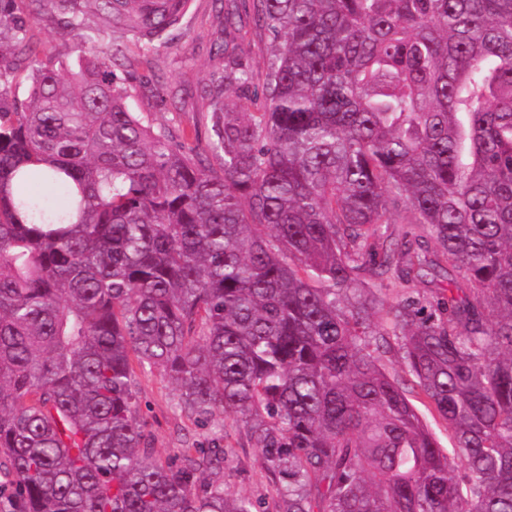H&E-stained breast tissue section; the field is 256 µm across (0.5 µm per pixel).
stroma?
<instances>
[{
  "mask_svg": "<svg viewBox=\"0 0 512 512\" xmlns=\"http://www.w3.org/2000/svg\"><path fill=\"white\" fill-rule=\"evenodd\" d=\"M237 4L244 18L236 33L239 50L255 72H263L269 39L252 20V0H237ZM223 26L220 0H190L171 41L149 50L131 38L123 45L125 55L135 62L134 67L119 73L129 89L130 109L147 115L155 131L172 135L200 153L208 150L211 128L202 89L212 72L224 65L223 56L214 49ZM138 380L141 414L153 434L156 455L176 456L188 438L203 443L222 439L225 495L255 500L271 497L267 472L234 416L207 426L196 425L178 408V391L162 372L145 371L139 373Z\"/></svg>",
  "mask_w": 512,
  "mask_h": 512,
  "instance_id": "1",
  "label": "stroma"
}]
</instances>
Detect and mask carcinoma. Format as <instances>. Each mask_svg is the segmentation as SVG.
<instances>
[{"label": "carcinoma", "instance_id": "cac0c4a2", "mask_svg": "<svg viewBox=\"0 0 512 512\" xmlns=\"http://www.w3.org/2000/svg\"><path fill=\"white\" fill-rule=\"evenodd\" d=\"M188 5L0 0L12 512H512V0H254L260 83L225 12L217 168L116 73L117 41L151 48ZM44 15L75 56L36 64ZM401 207L420 232L395 240ZM392 336L454 454L379 364ZM148 368L201 424L235 417L271 503L224 495L219 445L153 457Z\"/></svg>", "mask_w": 512, "mask_h": 512}]
</instances>
